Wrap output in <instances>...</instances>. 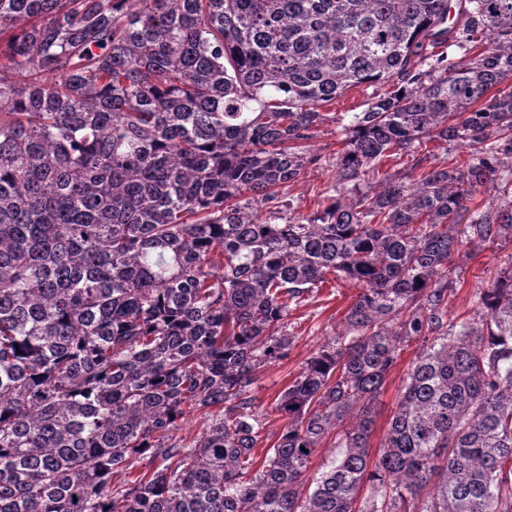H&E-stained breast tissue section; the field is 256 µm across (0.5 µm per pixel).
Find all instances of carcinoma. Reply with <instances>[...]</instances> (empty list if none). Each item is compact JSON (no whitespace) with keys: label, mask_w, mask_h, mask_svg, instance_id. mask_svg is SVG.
<instances>
[{"label":"carcinoma","mask_w":512,"mask_h":512,"mask_svg":"<svg viewBox=\"0 0 512 512\" xmlns=\"http://www.w3.org/2000/svg\"><path fill=\"white\" fill-rule=\"evenodd\" d=\"M460 29L478 54L417 70ZM381 82L336 160L352 202L282 216L319 107ZM501 154L512 0H0V512H512V265L480 325L447 318L453 255L512 243ZM480 188L499 207L460 225ZM331 275L361 292L268 431L249 387ZM422 152L420 154L426 153L429 151L431 154H434L437 158L436 160H431V162L440 163L441 165H448V168L455 167L460 165V163L466 161L468 159V148L464 146H460L459 144H449L446 145L443 141H431L427 140L426 143L423 142L421 146ZM409 157L406 156H392L388 158H384L377 165V169L375 170L374 176L370 174L369 177L365 176V180L359 181V187L363 190H366L369 186H373L375 182L379 180V178L383 177L385 173L389 175L396 173H406V167L411 163L407 164ZM378 170V173H377ZM372 183V184H371ZM416 344L417 343H413L412 346H410L406 351H403L397 365L393 367L389 372L386 384L384 386L383 394L381 395L377 405L375 427L371 438L373 452L378 449L377 447L380 443V440L383 438L385 433L388 420L392 414V409L400 393L399 390L403 386V379L406 377V371L416 352ZM338 437L340 436H336L334 432L315 452L310 467L305 474L308 485H310L313 478L318 476V473L322 469L321 467L338 455L340 450V448H338L340 438Z\"/></svg>","instance_id":"cac0c4a2"}]
</instances>
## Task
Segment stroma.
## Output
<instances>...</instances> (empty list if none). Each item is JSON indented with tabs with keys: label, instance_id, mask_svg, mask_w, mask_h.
<instances>
[{
	"label": "stroma",
	"instance_id": "obj_1",
	"mask_svg": "<svg viewBox=\"0 0 512 512\" xmlns=\"http://www.w3.org/2000/svg\"><path fill=\"white\" fill-rule=\"evenodd\" d=\"M386 85L366 83L350 88L323 108L328 119L314 132L307 143L309 163L298 182L283 191L281 203L294 214L307 215L317 209V202L336 193V159L344 147L346 131L355 114L367 109ZM456 270L452 292L448 294L449 318L478 321L480 295L497 272L512 265V244L484 243L471 247L469 252L454 258ZM360 288L349 280L324 283L314 297L292 310L288 318V331L292 343L288 358L261 373L251 385L249 393L257 409L265 414L270 428L281 422L272 411L277 395L301 371L307 359L325 344L334 331L341 329L344 314L359 294ZM414 349L403 351L397 365L388 375L384 391L377 405L372 445H379L403 385Z\"/></svg>",
	"mask_w": 512,
	"mask_h": 512
}]
</instances>
